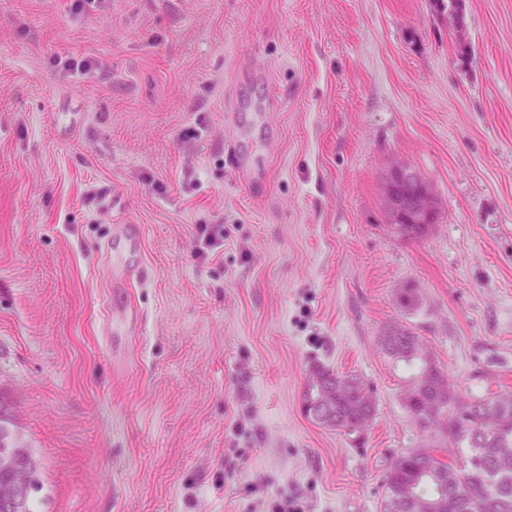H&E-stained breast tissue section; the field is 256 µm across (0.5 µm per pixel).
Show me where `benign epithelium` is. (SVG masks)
<instances>
[{"label":"benign epithelium","mask_w":512,"mask_h":512,"mask_svg":"<svg viewBox=\"0 0 512 512\" xmlns=\"http://www.w3.org/2000/svg\"><path fill=\"white\" fill-rule=\"evenodd\" d=\"M385 197L394 224H431L439 209V200L426 178L409 165L388 170ZM10 424V410L5 404L0 407V512H24L35 459L16 440Z\"/></svg>","instance_id":"obj_1"}]
</instances>
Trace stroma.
Returning a JSON list of instances; mask_svg holds the SVG:
<instances>
[{"label": "stroma", "mask_w": 512, "mask_h": 512, "mask_svg": "<svg viewBox=\"0 0 512 512\" xmlns=\"http://www.w3.org/2000/svg\"><path fill=\"white\" fill-rule=\"evenodd\" d=\"M75 3L0 0V393L33 512H381L393 454L441 450L390 326L512 392V0ZM395 164L441 202L418 240ZM318 364L369 385L362 434L304 414ZM385 197L393 213L392 224H407L396 227L400 236H425L429 226L420 224H433L440 203L417 169L409 165L391 167L385 178Z\"/></svg>", "instance_id": "1"}]
</instances>
